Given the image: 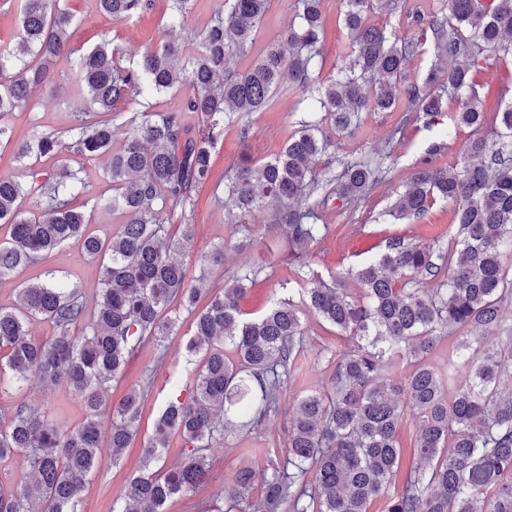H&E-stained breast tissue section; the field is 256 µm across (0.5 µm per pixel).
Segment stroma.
Listing matches in <instances>:
<instances>
[{"label":"stroma","mask_w":512,"mask_h":512,"mask_svg":"<svg viewBox=\"0 0 512 512\" xmlns=\"http://www.w3.org/2000/svg\"><path fill=\"white\" fill-rule=\"evenodd\" d=\"M70 3L75 17L71 29L74 43L93 47L100 33L105 31L124 57L131 60L139 58L147 48L163 44L171 35L189 41L191 36L207 26L215 8V0H190L180 27L171 32L166 27L171 13L169 0H156L154 11L141 18L112 21L101 16L98 0H70ZM322 11L326 24L321 58L323 71L328 74L345 56L351 36L339 19V0H322ZM71 77L68 59L59 58L54 80L37 91L27 108L13 113L10 124L14 143L26 140L35 128L65 135L72 123ZM475 79L486 110H496L512 101L511 57L492 60L490 66L476 72ZM452 111V106H445L438 124L432 126L416 119L401 123V115L397 112H364L356 125L336 136L337 160L344 161L371 152L384 154L387 182L368 194L354 209L332 206L324 212L323 221L328 224L329 233L316 246L312 257L317 270L325 275L346 274L357 263L383 252L388 239L394 236L403 237L408 242L430 244L442 250L447 248L453 220L451 207L435 206L419 222L391 219L381 223L377 217L392 205L397 193L404 190L432 143L444 142L445 148L435 163L445 167L456 161L467 140L476 133L471 128L461 127L450 140H443L441 130L447 126ZM303 114L304 108L299 105L297 97L286 96L268 108L249 115L248 140L240 141L236 132L232 131L217 143L213 151L210 179L195 196L194 236L181 257L196 271L201 267V256L213 246L234 241V250L225 254L223 269L212 270L208 282L220 286L224 283L223 272H232L241 267L257 269L258 274L241 301L243 310L251 316L266 310L277 299L287 297L289 288L294 287L297 279L295 267L288 256L286 244L267 231L262 216H255L248 231L234 233L224 209L217 206L214 194L217 189L223 188L225 174L236 164L241 153H250L257 161L276 157ZM62 160L72 168L84 169L88 174V191L77 196L73 204L89 213L90 229L100 233L105 226L119 224V216L94 212L89 206L92 195L108 187L103 177L106 158L88 161L66 154ZM50 272L80 288L87 303L95 302L100 288L98 266L88 261L76 246L67 245L39 263L0 280V304L11 303L21 284L44 280ZM178 315L179 324L174 334L163 345L148 343L139 347L130 356L121 377L109 385L107 401L111 404L119 402L130 387L144 382L149 384L150 393L142 410L138 433L121 459L113 460L111 448L102 446L99 468L85 489L78 512H113L114 502L128 480L140 472L142 448L153 432L164 403L174 390V380L186 377L202 365V354H191L186 350V343L193 334L194 315L183 308L179 309ZM303 322L307 351L301 369L293 375L281 396L278 413L250 433L229 436L224 444L215 448L205 482L189 496L168 501L166 512H224V504L234 490V471L245 449H257L258 454L252 457L251 462L257 471H264L266 458L261 450L268 447L271 441H285L291 406L298 398L328 385L334 367L320 360L319 354L325 350L345 351L347 343L337 337L335 328L314 315L304 316ZM18 402L35 407L55 424L73 426L84 418L80 399L61 386L34 387L22 393L0 395L1 408Z\"/></svg>","instance_id":"stroma-1"}]
</instances>
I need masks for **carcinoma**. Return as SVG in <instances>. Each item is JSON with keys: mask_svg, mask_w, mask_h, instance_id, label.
<instances>
[{"mask_svg": "<svg viewBox=\"0 0 512 512\" xmlns=\"http://www.w3.org/2000/svg\"><path fill=\"white\" fill-rule=\"evenodd\" d=\"M342 2L352 43L324 78L322 0H294L297 25L238 72L228 69L227 58L252 51L270 0H217L195 54L185 59V45L167 41L128 66L105 36L90 49L72 43L68 0H12L21 31L16 44H0V146L12 141V114L53 79L58 57L69 60L78 89L70 141L35 128L15 146L29 164L18 175H0V223L9 226L0 240V280L73 244L98 262L101 293L91 308L78 289L49 273L0 305V390L21 392L35 377L73 391L85 409L73 427L55 425L22 402L0 418V460L21 455L31 475L13 490L0 486V512H77L102 435L117 462L137 433L146 398L133 387L107 416L108 384L137 348L147 341L159 346L176 329L178 316L168 313L173 302L190 311L203 291L208 303L195 316L187 351H205V361L189 374L188 395L161 412L117 512H164L169 499L203 482L220 437L247 434L278 412L304 349L305 307L351 347L336 355L327 391L296 401L287 439L262 480L251 464L237 467L226 512H369L381 496L384 512H512V328L504 326L502 310L512 299V264L504 261L512 256V103L488 115L474 80L487 63L483 49L512 56V0H437L414 16L419 34L410 38L369 22L379 6L398 0ZM153 6L154 0H99L101 14L114 20L139 18ZM429 38L438 63L417 79L412 63ZM182 86L190 93L176 111L129 112L127 136L113 147L110 116L118 104ZM297 88L307 115L283 151L264 162L242 159L226 176L223 196H215L234 224L276 202L268 230L297 264L299 301L282 298L245 319L240 300L256 271L240 270L219 289H203L206 277L192 276L175 252L194 235V194L209 180L215 145L233 129L247 139L245 117ZM447 100L457 104L448 136L490 122L497 138L473 136L454 165L417 169L391 213L420 221L437 203L451 206L448 249L394 237L352 273L356 287L343 276L325 280L310 267L313 246L329 230L319 208L356 203L381 182L383 161L365 156L334 171L329 131L340 134L359 113L391 112L402 102L432 124ZM64 150L108 157L112 193L96 195L93 207L122 216L112 234L88 231L85 213L72 206L87 191L83 169L36 166ZM24 198L40 212L21 210ZM171 225L180 236L169 233ZM427 280L437 287H418ZM36 318L48 321L55 336L32 338L28 323ZM473 327L481 335H471ZM449 335L442 374L427 358ZM404 361L413 369L398 378L393 372ZM409 421L424 469H402L400 432ZM175 434L183 439L184 461L167 470L157 463Z\"/></svg>", "mask_w": 512, "mask_h": 512, "instance_id": "obj_1", "label": "carcinoma"}]
</instances>
